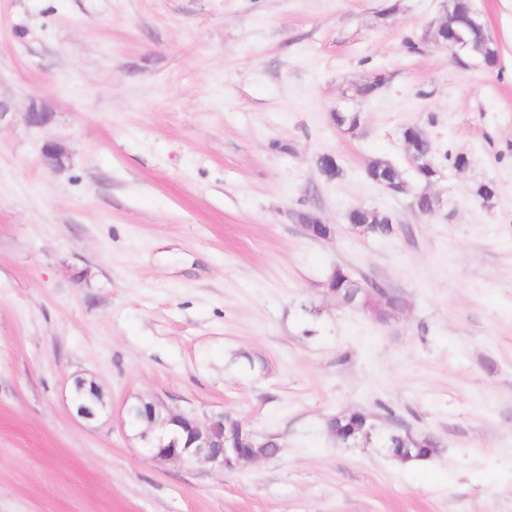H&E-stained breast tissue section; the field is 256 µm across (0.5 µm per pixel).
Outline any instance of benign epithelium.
Segmentation results:
<instances>
[{"mask_svg":"<svg viewBox=\"0 0 512 512\" xmlns=\"http://www.w3.org/2000/svg\"><path fill=\"white\" fill-rule=\"evenodd\" d=\"M52 112L36 97L30 98L23 120L29 127H41L50 122ZM66 148L56 142H48L41 148L43 165L50 170L63 167ZM308 235L328 239L332 234L329 226L314 216L303 218ZM69 401L75 414L87 421L96 420L104 410V402L97 385L84 378L74 379ZM127 419L137 417L147 427L140 433L143 448L153 457L181 462H212L226 469H235L265 458L261 449L269 447L270 440H259L256 434L242 425L235 430L224 431L225 414L211 416L208 423L200 425L190 413L175 412L154 402L141 401L126 409Z\"/></svg>","mask_w":512,"mask_h":512,"instance_id":"1","label":"benign epithelium"}]
</instances>
